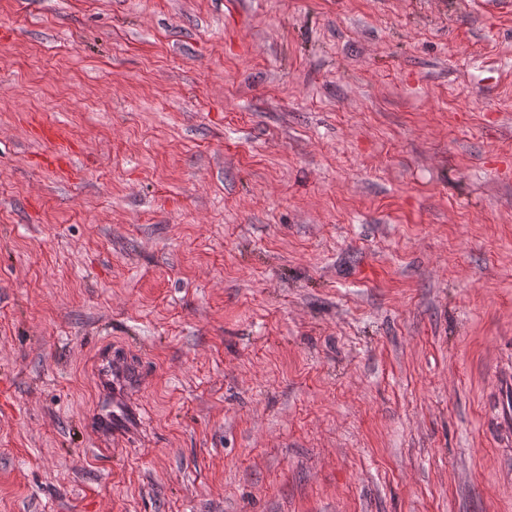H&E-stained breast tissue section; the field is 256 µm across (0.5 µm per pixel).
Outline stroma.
Wrapping results in <instances>:
<instances>
[{
  "label": "stroma",
  "instance_id": "1",
  "mask_svg": "<svg viewBox=\"0 0 512 512\" xmlns=\"http://www.w3.org/2000/svg\"><path fill=\"white\" fill-rule=\"evenodd\" d=\"M511 362L512 10L0 0V512H512ZM40 137L50 145V153L45 155L44 164L65 171L70 166V147L54 129L40 128ZM139 374L125 351L113 350L98 357L96 382L107 400L106 405L94 415L101 431L123 437L133 429L132 417L125 403L139 380ZM497 414L491 428L500 441H512V374L501 375L497 381Z\"/></svg>",
  "mask_w": 512,
  "mask_h": 512
}]
</instances>
